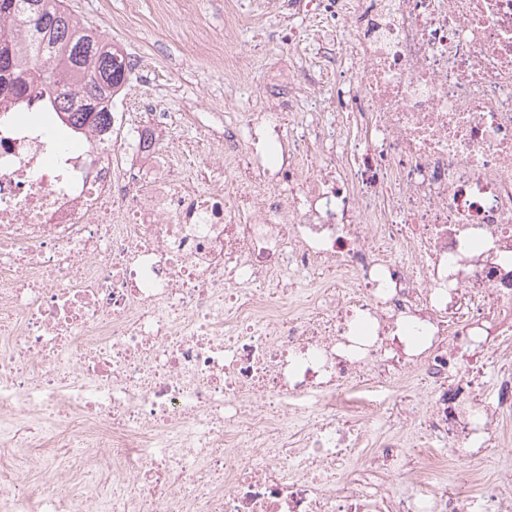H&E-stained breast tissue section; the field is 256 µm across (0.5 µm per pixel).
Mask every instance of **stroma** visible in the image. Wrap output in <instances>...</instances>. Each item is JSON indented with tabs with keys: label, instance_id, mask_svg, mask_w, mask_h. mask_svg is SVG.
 Segmentation results:
<instances>
[{
	"label": "stroma",
	"instance_id": "stroma-1",
	"mask_svg": "<svg viewBox=\"0 0 512 512\" xmlns=\"http://www.w3.org/2000/svg\"><path fill=\"white\" fill-rule=\"evenodd\" d=\"M81 22L99 29L108 44L134 62L126 85L130 110L155 101L171 119L160 145L202 165V126L228 112L258 111L263 77L308 65L315 57L313 28L290 18L289 0H67ZM293 40H284V33ZM220 44L232 72L202 54ZM449 488L474 496L512 495V416L494 447L448 469Z\"/></svg>",
	"mask_w": 512,
	"mask_h": 512
}]
</instances>
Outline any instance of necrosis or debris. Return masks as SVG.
<instances>
[{"label": "necrosis or debris", "instance_id": "obj_1", "mask_svg": "<svg viewBox=\"0 0 512 512\" xmlns=\"http://www.w3.org/2000/svg\"><path fill=\"white\" fill-rule=\"evenodd\" d=\"M290 8L322 65L204 128V169L118 94L64 145L0 114V512H489L438 448L374 481L392 403L484 448L512 413V364L480 406L458 355L512 343V0Z\"/></svg>", "mask_w": 512, "mask_h": 512}]
</instances>
